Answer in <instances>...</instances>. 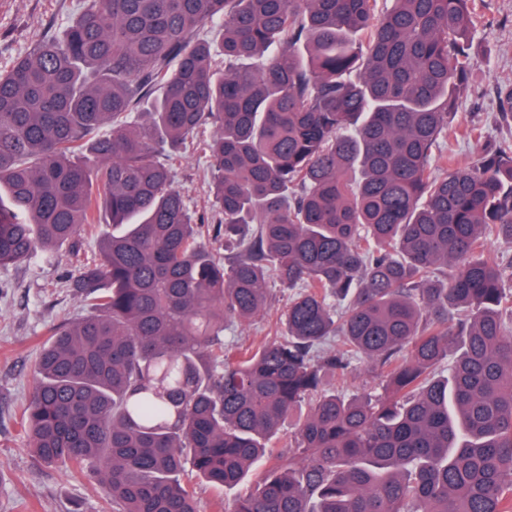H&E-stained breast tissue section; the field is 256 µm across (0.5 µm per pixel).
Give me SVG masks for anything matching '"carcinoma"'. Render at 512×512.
I'll return each mask as SVG.
<instances>
[{
    "label": "carcinoma",
    "mask_w": 512,
    "mask_h": 512,
    "mask_svg": "<svg viewBox=\"0 0 512 512\" xmlns=\"http://www.w3.org/2000/svg\"><path fill=\"white\" fill-rule=\"evenodd\" d=\"M481 7L78 0L0 71V266L96 236L20 417L36 463L199 512L304 409L229 512H512V138L448 159ZM206 125L199 216L173 161ZM271 283L267 338L224 341ZM362 366L379 390L326 389Z\"/></svg>",
    "instance_id": "carcinoma-1"
}]
</instances>
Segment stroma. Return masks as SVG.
<instances>
[{
    "mask_svg": "<svg viewBox=\"0 0 512 512\" xmlns=\"http://www.w3.org/2000/svg\"><path fill=\"white\" fill-rule=\"evenodd\" d=\"M76 0H0V66L40 39L49 24H63ZM484 17L471 34L478 62L472 89L460 98L456 122L481 129L485 139L512 136V124L498 117L497 89L512 78V0H485ZM176 183L197 210L206 207L207 177L201 149L175 160ZM95 252L94 239L79 253L37 255L17 266L0 267V512H103L90 476L72 478L57 466L38 465L17 423L31 395L33 368L51 326L85 314L81 299L64 281Z\"/></svg>",
    "mask_w": 512,
    "mask_h": 512,
    "instance_id": "35a3bbf8",
    "label": "stroma"
}]
</instances>
